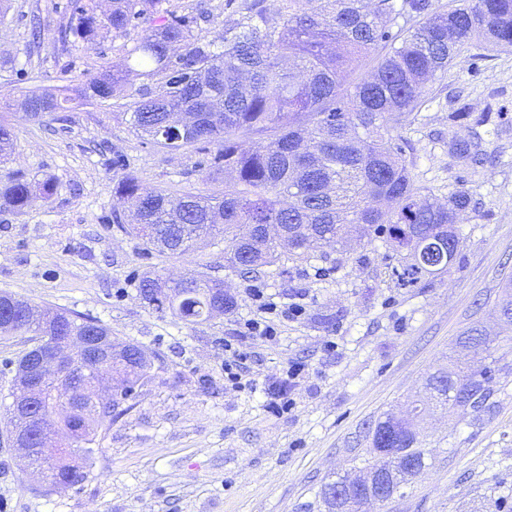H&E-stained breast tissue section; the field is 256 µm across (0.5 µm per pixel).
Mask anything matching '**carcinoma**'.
<instances>
[{
  "mask_svg": "<svg viewBox=\"0 0 512 512\" xmlns=\"http://www.w3.org/2000/svg\"><path fill=\"white\" fill-rule=\"evenodd\" d=\"M170 0H112L99 11L98 0H57L58 63L64 84L52 91L26 92L17 103L0 94V108L17 107L29 120L50 118L68 129L76 101L103 105L125 100V121L145 143L169 153L192 154L196 171L228 173L221 195L191 191L145 192L126 155L112 150L117 174L114 193L123 210L103 223L129 234L147 256L180 257L202 245L224 242V262L246 275H259L280 261V226L293 252L323 242L342 247L353 237L380 238L398 260L393 275L409 287L448 272L460 246L459 213L470 205L464 190L440 201L417 181L406 159V140L397 128L419 111L424 89L441 80L448 66L478 43L512 49V0H454L441 9L435 0H324L327 13L312 0H223L230 20L224 32L200 33L203 13L178 9ZM139 37L122 47L119 63L97 64L105 42L131 32ZM137 72L146 82L125 85ZM16 133L0 114V166L11 157ZM449 150L467 164L481 161L471 139L452 138ZM55 183H34L22 174L0 172V208L21 213L39 194L48 200ZM139 293L152 310L203 321L213 315L224 281L194 271L170 282L147 272L137 278ZM96 335L112 338L99 321L39 308L0 293V336H26L42 329L50 336ZM479 371L438 369L426 378L435 405L461 420L487 410L488 384L507 379L512 366L489 355ZM148 362L119 365L122 382L139 381ZM80 411L66 409L67 392H48L30 430H48L62 449L55 458H35L34 473L50 485L75 486L88 475L97 430L121 412L96 398V375L78 368L68 373ZM368 448L357 454L367 472L382 464L394 474L396 489L413 478L403 461L376 454L402 448L416 472L426 451L412 424L391 414L365 434Z\"/></svg>",
  "mask_w": 512,
  "mask_h": 512,
  "instance_id": "1",
  "label": "carcinoma"
}]
</instances>
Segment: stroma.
Segmentation results:
<instances>
[{
    "label": "stroma",
    "mask_w": 512,
    "mask_h": 512,
    "mask_svg": "<svg viewBox=\"0 0 512 512\" xmlns=\"http://www.w3.org/2000/svg\"><path fill=\"white\" fill-rule=\"evenodd\" d=\"M11 3L0 20V90L17 98L59 85L53 34L61 19L51 0ZM33 16L45 30L37 43L23 23ZM18 62L27 82L16 79ZM423 98L403 131L412 173L439 198L462 188L472 203L460 216L457 263L412 288L396 285L378 239L287 254L256 279L226 268L219 247L145 258L139 240L102 222L118 199L97 144L123 151L150 191L217 194L223 178L193 171L191 155L142 143L104 105L78 107L63 132L9 112L10 168L54 180L56 193L34 197L22 213L0 212V293L96 318L114 342L139 345L151 368L122 415L99 429L86 479L50 488L11 445L9 362L31 343L0 339V512H320L324 483L358 476L353 456L366 445L367 424L422 392L426 376L459 353L464 331L512 347V325L495 311L512 281V52L461 56ZM463 103L502 115L479 129L489 161L477 168L448 151L449 138L469 134L448 124ZM201 268L238 298L234 313L198 323L156 313L133 279L142 270L178 279ZM254 286L305 311L282 322L276 339L247 338L242 375L251 386L239 391L224 383V341L252 316ZM297 363L305 371L289 389L293 407L273 414L269 405ZM494 389L493 407L474 419L438 413L424 422L428 464L383 512H485L512 500V382Z\"/></svg>",
    "instance_id": "1"
}]
</instances>
